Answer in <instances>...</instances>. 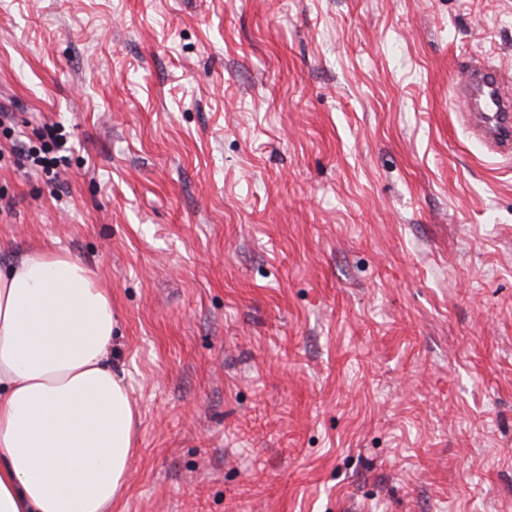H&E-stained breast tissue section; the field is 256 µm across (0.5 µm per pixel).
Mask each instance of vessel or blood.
<instances>
[{
  "mask_svg": "<svg viewBox=\"0 0 512 512\" xmlns=\"http://www.w3.org/2000/svg\"><path fill=\"white\" fill-rule=\"evenodd\" d=\"M472 135L496 154L512 155V77L472 66L461 83Z\"/></svg>",
  "mask_w": 512,
  "mask_h": 512,
  "instance_id": "1",
  "label": "vessel or blood"
}]
</instances>
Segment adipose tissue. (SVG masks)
<instances>
[{
  "mask_svg": "<svg viewBox=\"0 0 512 512\" xmlns=\"http://www.w3.org/2000/svg\"><path fill=\"white\" fill-rule=\"evenodd\" d=\"M117 329L111 292L69 254L0 267V512H112L140 423Z\"/></svg>",
  "mask_w": 512,
  "mask_h": 512,
  "instance_id": "ef3b65f1",
  "label": "adipose tissue"
}]
</instances>
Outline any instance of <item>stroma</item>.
<instances>
[{"label": "stroma", "instance_id": "obj_1", "mask_svg": "<svg viewBox=\"0 0 512 512\" xmlns=\"http://www.w3.org/2000/svg\"><path fill=\"white\" fill-rule=\"evenodd\" d=\"M512 0H0V264L112 294L114 512H512ZM56 124L51 174L18 166ZM461 86L472 135L501 157H511L512 77L499 69L471 66Z\"/></svg>", "mask_w": 512, "mask_h": 512}]
</instances>
